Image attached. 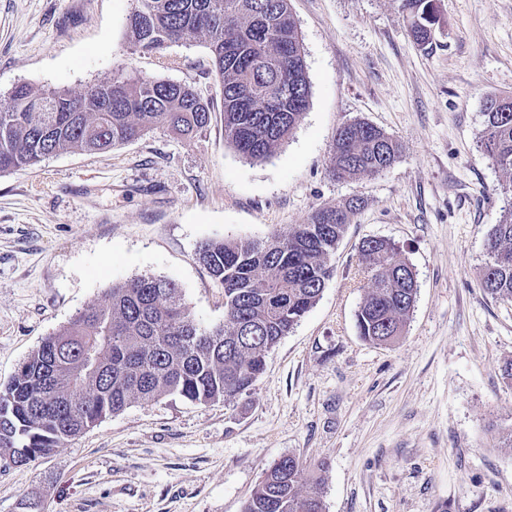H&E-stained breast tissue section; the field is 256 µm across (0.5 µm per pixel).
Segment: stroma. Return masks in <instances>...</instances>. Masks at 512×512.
Listing matches in <instances>:
<instances>
[{"label":"stroma","mask_w":512,"mask_h":512,"mask_svg":"<svg viewBox=\"0 0 512 512\" xmlns=\"http://www.w3.org/2000/svg\"><path fill=\"white\" fill-rule=\"evenodd\" d=\"M136 0H0V105L27 83L79 91L120 65L194 86L208 128H162L89 154L0 173V387L107 288L174 281L203 325L224 290L198 259L214 240L259 239L358 197L316 305L233 403L134 402L26 465L0 461V512H242L283 455L321 477L325 512H512V303L480 283L507 199L481 149L483 99L512 95V0H438L430 45L400 0H290L311 85L299 126L265 162L224 139L220 81L203 38L161 52L130 42ZM365 121L400 159L353 180L329 176L333 137ZM397 244L417 301L401 338L358 334L357 246Z\"/></svg>","instance_id":"obj_1"}]
</instances>
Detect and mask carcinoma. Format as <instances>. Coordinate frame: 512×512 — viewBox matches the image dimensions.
I'll return each instance as SVG.
<instances>
[{"mask_svg":"<svg viewBox=\"0 0 512 512\" xmlns=\"http://www.w3.org/2000/svg\"><path fill=\"white\" fill-rule=\"evenodd\" d=\"M131 41L146 52L191 36L204 38L222 81L224 138L251 161L270 159L296 129L310 98L300 33L289 0H138ZM408 31L432 43L435 0H401ZM213 106L189 84L131 73L80 92L14 88L0 108V173L35 166L61 152L103 153L162 127L191 138L211 122ZM481 148L512 176V95L482 102ZM401 155L396 139L365 121L341 126L328 173L339 179L378 174ZM362 208L357 197L318 207L304 224L261 239L216 241L199 261L224 288V323L191 314L181 288L140 277L107 289L104 302L47 337L0 390V460L23 465L121 412L134 401L177 395L195 403H231L264 373L266 357L317 303L334 273L332 255ZM484 292L512 301V203L490 232ZM368 291L356 311L363 340L388 345L404 332L417 298L413 267L390 240L359 242ZM288 455L265 470L243 512H324L317 479Z\"/></svg>","mask_w":512,"mask_h":512,"instance_id":"obj_1","label":"carcinoma"}]
</instances>
